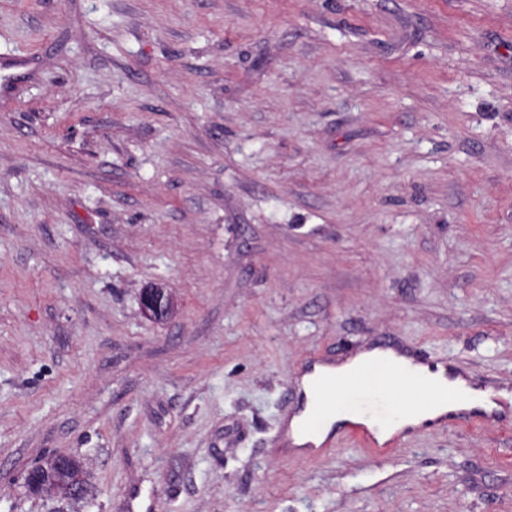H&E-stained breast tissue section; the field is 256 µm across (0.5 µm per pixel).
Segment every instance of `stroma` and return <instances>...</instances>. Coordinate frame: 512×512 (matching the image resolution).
<instances>
[{
    "label": "stroma",
    "instance_id": "1",
    "mask_svg": "<svg viewBox=\"0 0 512 512\" xmlns=\"http://www.w3.org/2000/svg\"><path fill=\"white\" fill-rule=\"evenodd\" d=\"M16 54L0 512H512V0H0ZM380 340L502 421L285 452L304 363ZM52 454L85 499L28 494ZM142 310L150 318L161 321L168 317L171 311V300L163 288H149L140 297Z\"/></svg>",
    "mask_w": 512,
    "mask_h": 512
}]
</instances>
